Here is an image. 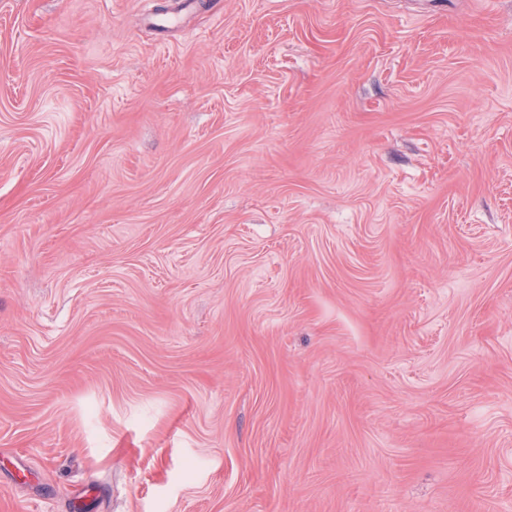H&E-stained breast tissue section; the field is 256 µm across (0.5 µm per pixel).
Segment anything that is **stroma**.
Returning a JSON list of instances; mask_svg holds the SVG:
<instances>
[{
  "instance_id": "obj_1",
  "label": "stroma",
  "mask_w": 512,
  "mask_h": 512,
  "mask_svg": "<svg viewBox=\"0 0 512 512\" xmlns=\"http://www.w3.org/2000/svg\"><path fill=\"white\" fill-rule=\"evenodd\" d=\"M0 0V512H512V0Z\"/></svg>"
}]
</instances>
